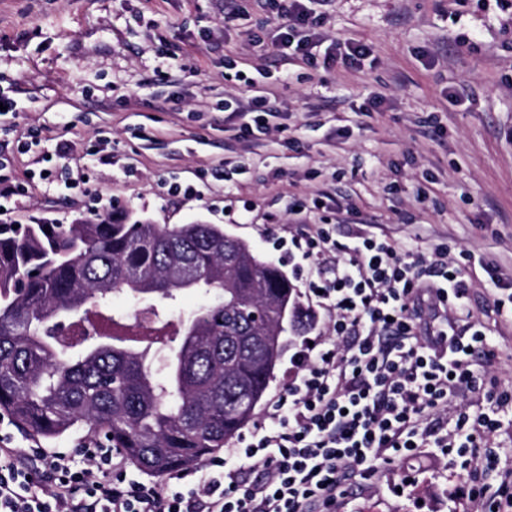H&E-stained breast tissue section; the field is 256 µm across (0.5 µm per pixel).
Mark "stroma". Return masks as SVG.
Returning <instances> with one entry per match:
<instances>
[{
    "mask_svg": "<svg viewBox=\"0 0 512 512\" xmlns=\"http://www.w3.org/2000/svg\"><path fill=\"white\" fill-rule=\"evenodd\" d=\"M228 8L244 27L225 26ZM322 12L324 38L366 43L374 63L283 65L271 0H0V89L19 104L0 116V154L28 187L14 220L88 218L93 191L155 224L223 225L295 284L307 262L291 240L305 224L339 242L361 228L445 247L492 330V374L512 390V321L486 313L481 266L495 260L512 282V8L325 0ZM172 41L184 48L175 59ZM252 81L281 112L255 142L213 108L248 102ZM103 139L108 165L93 155ZM44 168L78 169L88 182L68 190L41 181ZM176 182L199 192L171 194ZM466 477L432 455L401 456L355 479L336 512H463Z\"/></svg>",
    "mask_w": 512,
    "mask_h": 512,
    "instance_id": "35a3bbf8",
    "label": "stroma"
}]
</instances>
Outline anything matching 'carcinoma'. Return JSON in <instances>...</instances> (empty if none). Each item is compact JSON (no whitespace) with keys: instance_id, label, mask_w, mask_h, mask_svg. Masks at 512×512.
Wrapping results in <instances>:
<instances>
[{"instance_id":"carcinoma-1","label":"carcinoma","mask_w":512,"mask_h":512,"mask_svg":"<svg viewBox=\"0 0 512 512\" xmlns=\"http://www.w3.org/2000/svg\"><path fill=\"white\" fill-rule=\"evenodd\" d=\"M190 291L210 300L190 326L160 314ZM136 292L157 296L146 332L105 311ZM83 321L96 340L55 336ZM308 325L288 275L218 224L0 225V412L43 438L87 430L157 476L237 437Z\"/></svg>"}]
</instances>
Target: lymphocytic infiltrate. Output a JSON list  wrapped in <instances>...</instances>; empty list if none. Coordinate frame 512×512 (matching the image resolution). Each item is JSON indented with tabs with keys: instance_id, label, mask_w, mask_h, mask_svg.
I'll list each match as a JSON object with an SVG mask.
<instances>
[{
	"instance_id": "1",
	"label": "lymphocytic infiltrate",
	"mask_w": 512,
	"mask_h": 512,
	"mask_svg": "<svg viewBox=\"0 0 512 512\" xmlns=\"http://www.w3.org/2000/svg\"><path fill=\"white\" fill-rule=\"evenodd\" d=\"M276 6L283 60L357 70L371 57L360 42L322 45L314 29L324 18L306 0ZM271 97L267 88L233 109L252 139L279 115ZM292 243L309 262V292L331 317L330 335L300 342L283 393L238 447L180 472L178 488L135 479L109 448L21 453L0 445V512H335L353 477L421 448L469 457L462 497L489 496L498 512H512V471L494 495L479 482L497 460L493 436L512 393L485 391L495 352L463 270L444 250L425 255L360 230L338 242L320 228ZM467 392L485 394V404L461 408L444 427L438 412Z\"/></svg>"
}]
</instances>
